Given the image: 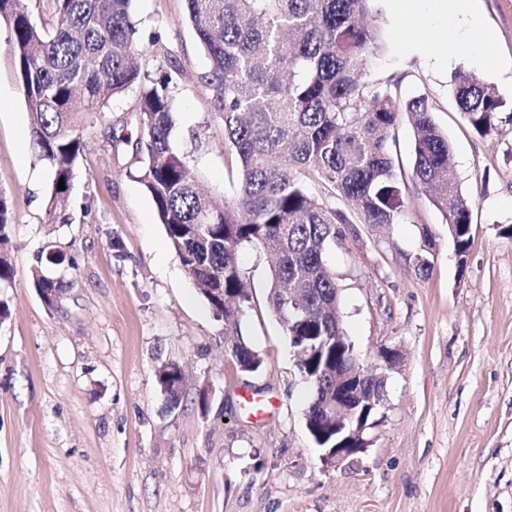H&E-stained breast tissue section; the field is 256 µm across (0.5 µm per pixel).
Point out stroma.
I'll return each mask as SVG.
<instances>
[{"mask_svg": "<svg viewBox=\"0 0 512 512\" xmlns=\"http://www.w3.org/2000/svg\"><path fill=\"white\" fill-rule=\"evenodd\" d=\"M384 49L368 74L427 95L475 207L465 269L448 226L408 188L400 223L359 226L332 247L348 335L368 362L397 349L365 452L325 465L306 427L311 395L267 302L270 262L255 246L240 265L251 285L244 338L264 358L240 372L214 318L170 248L154 203L132 173L137 92L82 130L66 224L47 221L49 172L33 149L0 25V191L14 224L11 281L0 284V512H512V124L479 137L458 112L451 77L470 67L449 41L409 52V22L380 0ZM143 53L158 77L166 54L181 73L171 142L216 203L235 181L224 125L210 111L209 61L184 0H133ZM497 63L479 69L512 98V0H482ZM433 236L432 267L412 257ZM122 247L112 250L111 238ZM62 250L70 287L59 310L32 285L36 254ZM188 377L170 408L162 363ZM206 393L207 408L198 405Z\"/></svg>", "mask_w": 512, "mask_h": 512, "instance_id": "stroma-1", "label": "stroma"}]
</instances>
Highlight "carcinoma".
I'll use <instances>...</instances> for the list:
<instances>
[{
    "label": "carcinoma",
    "instance_id": "obj_1",
    "mask_svg": "<svg viewBox=\"0 0 512 512\" xmlns=\"http://www.w3.org/2000/svg\"><path fill=\"white\" fill-rule=\"evenodd\" d=\"M132 2L53 0L56 21L47 29L19 10L17 0H0L33 144L51 172L50 223L69 222L68 199L83 153L81 128L112 99L139 90L136 178L170 247L224 322L231 359L244 373L259 371L263 357L241 332L251 292L239 252L254 245L273 256L268 305L299 354L301 376L313 387L307 429L317 447L331 448L336 422L322 405L336 399L331 372L350 339L328 252L357 224L400 223L408 180L443 214L457 266L464 269L475 200L461 190L448 138L426 95L402 102L396 83L364 72L366 58L379 50L377 0H185L186 19L209 60L210 105L224 124V147L238 172L235 197L219 206L200 191L172 146L177 60L169 57L164 80L146 84ZM451 85L458 112L478 136H494L501 124L512 123V101L474 72L458 70ZM402 114L414 132L407 176L396 173L393 156ZM13 224L1 191L0 282L12 279ZM422 238L413 264L426 272L428 232ZM64 260L61 253L39 252L32 270L39 295L48 288L67 293L69 283L45 272ZM181 373L176 363L157 372L173 409L181 402Z\"/></svg>",
    "mask_w": 512,
    "mask_h": 512
}]
</instances>
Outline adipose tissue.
<instances>
[{
  "mask_svg": "<svg viewBox=\"0 0 512 512\" xmlns=\"http://www.w3.org/2000/svg\"><path fill=\"white\" fill-rule=\"evenodd\" d=\"M400 12L415 17L406 48L423 49L429 46L440 26L454 30L457 49L472 55L476 64L491 66L489 48L493 36L478 10L476 0H396Z\"/></svg>",
  "mask_w": 512,
  "mask_h": 512,
  "instance_id": "obj_1",
  "label": "adipose tissue"
}]
</instances>
